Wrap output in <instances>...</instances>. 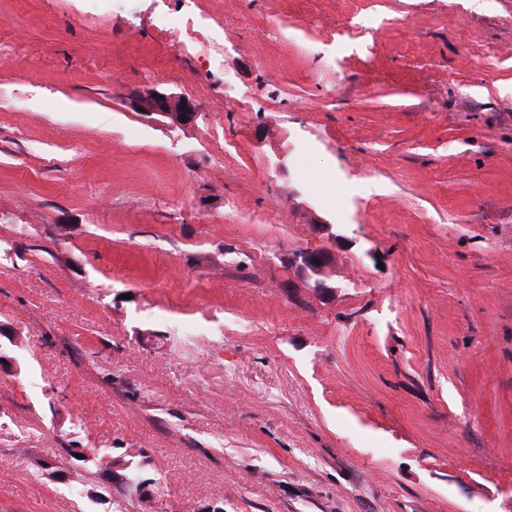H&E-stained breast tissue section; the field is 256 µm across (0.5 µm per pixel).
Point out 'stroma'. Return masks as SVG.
I'll return each instance as SVG.
<instances>
[{
    "instance_id": "35a3bbf8",
    "label": "stroma",
    "mask_w": 512,
    "mask_h": 512,
    "mask_svg": "<svg viewBox=\"0 0 512 512\" xmlns=\"http://www.w3.org/2000/svg\"><path fill=\"white\" fill-rule=\"evenodd\" d=\"M200 2L0 0V512H512V0ZM210 20L212 17L196 3L191 13H162L158 15L156 22L161 36L176 35L175 46L178 51H202L207 54L214 50L212 57L216 59L220 55L216 53L219 52L217 49H223V46ZM157 93V96H154ZM182 101L186 107H182ZM131 108L139 112V115L148 123H164L169 120L173 125H186L192 123L197 116V104L184 94L160 91L157 89L147 90L132 97ZM185 116L181 121L180 117ZM332 259L326 248L303 250L288 258L289 264L313 282V288H332L325 279V271Z\"/></svg>"
}]
</instances>
